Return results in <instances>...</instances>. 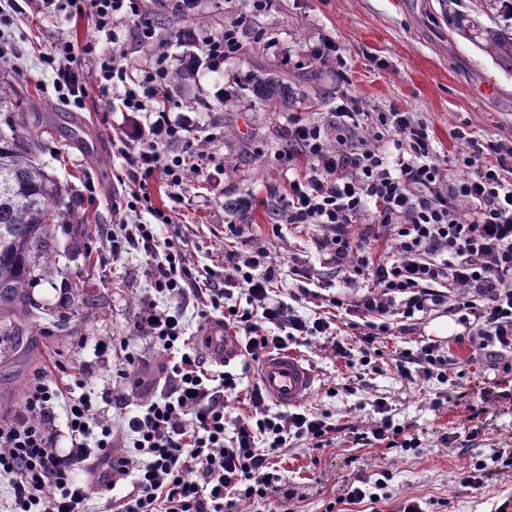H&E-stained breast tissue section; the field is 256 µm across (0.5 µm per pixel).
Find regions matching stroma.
<instances>
[{
    "mask_svg": "<svg viewBox=\"0 0 512 512\" xmlns=\"http://www.w3.org/2000/svg\"><path fill=\"white\" fill-rule=\"evenodd\" d=\"M255 10L251 0H203L195 17H183L198 37L223 32L240 23L244 52L224 62L223 69H200L194 82L170 86L172 111L189 127L186 139L169 144L168 152L202 156L210 180L185 185L184 201L172 221L159 225L160 237L173 238L192 266L224 275V253L232 248L227 221L229 200L250 197L252 208L243 235L266 248L274 265L276 298L292 305L296 315L334 317L332 338L300 342L295 347L315 374L311 395L301 408L338 425L369 430L379 421L376 403L385 400L393 425L411 428L420 439L415 449L357 445L352 435L337 434L325 447L291 440L273 462L283 491L266 498L241 501L239 512H397L409 498L423 512H497L512 500V466L503 458L512 453V353L499 362L471 355L465 327L458 315L438 310L408 320L386 315L389 332L377 344L379 354L366 371L356 372L333 351L334 343L357 347L355 331L337 318L329 299L358 297L370 289L363 278L345 280L317 242L316 226L278 223L270 188L286 192L288 164L281 157L282 135L288 113L261 111L250 90L251 75L266 68L288 73L296 93H307L292 110L320 121L336 105V94L347 90L368 112L397 106L427 124L439 162L457 157L462 149L451 136L465 125L474 136L512 141V70L496 63L448 30L438 0H264ZM91 19L65 18L27 7L7 33L14 53L0 58V74L10 75L23 111L53 109L57 128L43 133L37 121L29 128L42 139L39 158L57 181L74 209L75 221L56 227L60 247L89 235L90 255L67 260L53 281H38L30 290L35 302L48 309L26 336L24 358H0V421L24 409L25 393L40 371L62 362L80 374L88 387L111 381L122 394L128 411L147 400L139 380L158 378L166 360L153 341L136 332L134 321L147 303L164 304L150 278V262L141 253L110 257L106 230L112 224L148 221V214L115 208L129 191L128 172L121 150L136 132L127 113L113 110L109 98L87 86L83 105H66L53 88L54 75L42 63L45 53L61 39L83 45L95 39ZM335 39L345 67L313 64L295 70L294 62L309 60L322 38ZM495 82L493 95H484L487 82ZM227 91L217 102V90ZM291 110V111H292ZM79 116L87 134V148L74 145L69 116ZM315 273L308 287L313 299L294 300L298 283L294 266ZM448 319L452 328L438 333L434 324ZM125 340L140 360L128 374L119 375L94 351L96 340ZM438 342L451 363L444 379L409 382L396 368L400 351L416 350ZM443 410L432 408L435 400ZM459 433L457 441L441 444L442 433ZM483 468V486L475 490L463 481L465 472ZM388 474L385 498L378 503L349 505L340 497L347 483L360 478L377 480Z\"/></svg>",
    "mask_w": 512,
    "mask_h": 512,
    "instance_id": "1",
    "label": "stroma"
}]
</instances>
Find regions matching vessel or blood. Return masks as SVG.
Segmentation results:
<instances>
[{
	"label": "vessel or blood",
	"mask_w": 512,
	"mask_h": 512,
	"mask_svg": "<svg viewBox=\"0 0 512 512\" xmlns=\"http://www.w3.org/2000/svg\"><path fill=\"white\" fill-rule=\"evenodd\" d=\"M206 336L207 352L213 360L220 362L241 355L239 341L225 329L223 321L211 322ZM257 380L273 402L292 406L311 393L314 375L303 357L289 350L267 355L257 371Z\"/></svg>",
	"instance_id": "1"
}]
</instances>
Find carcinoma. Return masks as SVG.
<instances>
[{
    "label": "carcinoma",
    "instance_id": "1",
    "mask_svg": "<svg viewBox=\"0 0 512 512\" xmlns=\"http://www.w3.org/2000/svg\"><path fill=\"white\" fill-rule=\"evenodd\" d=\"M439 0L454 33L477 45L498 63L512 67V20L486 24L479 16L461 23L451 5ZM251 91L263 112H277L292 96L288 76L259 69ZM19 111L12 83L0 80V353L20 352L19 338L40 307L31 298L34 281L60 273L55 228L73 223L61 189L40 163V140Z\"/></svg>",
    "mask_w": 512,
    "mask_h": 512
}]
</instances>
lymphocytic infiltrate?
<instances>
[{"label": "lymphocytic infiltrate", "mask_w": 512, "mask_h": 512, "mask_svg": "<svg viewBox=\"0 0 512 512\" xmlns=\"http://www.w3.org/2000/svg\"><path fill=\"white\" fill-rule=\"evenodd\" d=\"M40 10L67 17H93L97 32L118 43L113 24L134 19V38L158 48L155 66L145 71L121 63L109 51L85 45L92 62L87 75L73 68L76 54L70 41H58L45 63L55 74L60 100L80 103L87 80L112 97L122 112L144 114L149 142L124 147L122 156L132 176L162 174L171 205L182 202L190 177H204L202 165H187L181 155L165 154L166 145L180 140L184 123L170 116L166 50L184 42L182 32L166 35L140 22L142 0H39ZM242 48L238 24L204 38L201 54L210 71ZM369 126V136L357 129ZM391 137L393 148L381 143ZM455 139L465 149L453 175L438 163L426 124L413 113L391 107L367 117L347 92H338L327 124L291 113L288 148L284 153L295 174L277 213L284 224L322 227L318 245L349 278H369L374 288L363 296L333 299L334 307L351 317H364L358 335L365 349H374L388 329L382 320L394 308L404 318L440 307L471 317L468 342L480 357L498 360L512 352V144L480 140L464 128ZM127 210L143 209L150 224H122L111 235L113 255L143 251L152 260L153 288L172 298L159 307L150 303L135 327L170 356L162 384L152 399L128 414L129 445L114 452L111 420L94 411L92 394L76 378L59 384L38 375L30 385L25 410L0 425V479L12 494L7 512H86L92 493L114 490L120 481L129 491L115 499L114 512H237L241 500L278 492L280 477L271 458L289 439L305 438L324 447L335 425L306 409L268 417L266 397L252 388V414L239 421L233 436L224 434V399L236 394L239 379L225 371L211 373L205 359L188 347L180 300L196 297L219 309L224 297L239 289L249 308L236 315L247 334L244 350L252 360L268 351L283 350L299 339L327 335L331 323L295 315L270 298L274 268L267 251L255 248L224 254V278L213 280L188 263L170 239H159L155 226L170 213L155 208L146 186L131 190ZM384 242L387 256L372 245ZM276 327L261 333L259 323ZM400 372L408 380L446 377L448 361L437 345L401 353ZM64 400L71 440L60 454L49 419L57 400Z\"/></svg>", "instance_id": "f902f5d3"}]
</instances>
